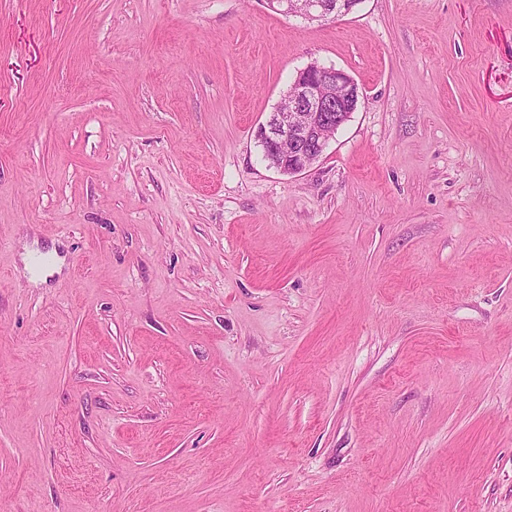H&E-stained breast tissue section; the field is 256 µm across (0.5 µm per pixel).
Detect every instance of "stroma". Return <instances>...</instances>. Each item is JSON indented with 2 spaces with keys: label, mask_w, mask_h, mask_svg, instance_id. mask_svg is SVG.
<instances>
[{
  "label": "stroma",
  "mask_w": 512,
  "mask_h": 512,
  "mask_svg": "<svg viewBox=\"0 0 512 512\" xmlns=\"http://www.w3.org/2000/svg\"><path fill=\"white\" fill-rule=\"evenodd\" d=\"M0 512H512V0H0ZM275 12L301 17L308 21L326 20L348 14V0H266ZM360 94L358 84L343 70L317 62L307 65L259 127L268 165L288 175L310 168L356 111Z\"/></svg>",
  "instance_id": "35a3bbf8"
}]
</instances>
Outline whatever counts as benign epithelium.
Returning a JSON list of instances; mask_svg holds the SVG:
<instances>
[{"instance_id":"7a95c632","label":"benign epithelium","mask_w":512,"mask_h":512,"mask_svg":"<svg viewBox=\"0 0 512 512\" xmlns=\"http://www.w3.org/2000/svg\"><path fill=\"white\" fill-rule=\"evenodd\" d=\"M275 12L319 21L351 11L348 0H266ZM354 79L333 66L307 65L287 89L283 103L260 125L258 140L268 165L299 174L323 155L329 140L349 120L360 100Z\"/></svg>"}]
</instances>
